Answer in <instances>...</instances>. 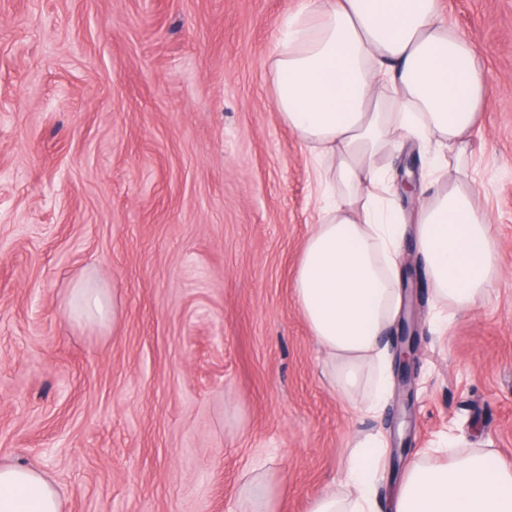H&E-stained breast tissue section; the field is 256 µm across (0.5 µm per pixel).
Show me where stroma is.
Here are the masks:
<instances>
[{
	"instance_id": "obj_1",
	"label": "stroma",
	"mask_w": 512,
	"mask_h": 512,
	"mask_svg": "<svg viewBox=\"0 0 512 512\" xmlns=\"http://www.w3.org/2000/svg\"><path fill=\"white\" fill-rule=\"evenodd\" d=\"M300 0H0V464L62 512H308L354 437L396 432L378 512L411 462L484 450L512 468V0H441L491 91L468 152L500 275L468 311L422 259L410 420L330 384L292 288L314 172L269 63ZM409 140L375 164L426 173ZM83 288L114 313L87 318ZM264 478H254L246 484L245 494L254 503V508L249 512H271L270 502L265 494Z\"/></svg>"
}]
</instances>
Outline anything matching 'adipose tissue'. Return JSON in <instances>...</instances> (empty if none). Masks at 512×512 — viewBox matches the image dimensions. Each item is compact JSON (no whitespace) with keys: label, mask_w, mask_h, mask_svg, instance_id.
I'll return each instance as SVG.
<instances>
[{"label":"adipose tissue","mask_w":512,"mask_h":512,"mask_svg":"<svg viewBox=\"0 0 512 512\" xmlns=\"http://www.w3.org/2000/svg\"><path fill=\"white\" fill-rule=\"evenodd\" d=\"M276 109L317 159L318 222L293 280L309 332L334 369L340 396L375 414L384 340L402 304L395 271L406 229L388 204L390 184L374 158L387 138L447 146L455 175L417 187L413 242L435 299L468 310L498 279L497 244L477 190L464 182L463 145L477 126L489 75L470 41L441 14L440 0H301L271 61ZM387 452L373 435L308 512H373L372 484ZM0 512H61L56 489L36 467L0 465ZM395 512H512V469L492 455H454L442 466L412 463Z\"/></svg>","instance_id":"adipose-tissue-1"}]
</instances>
